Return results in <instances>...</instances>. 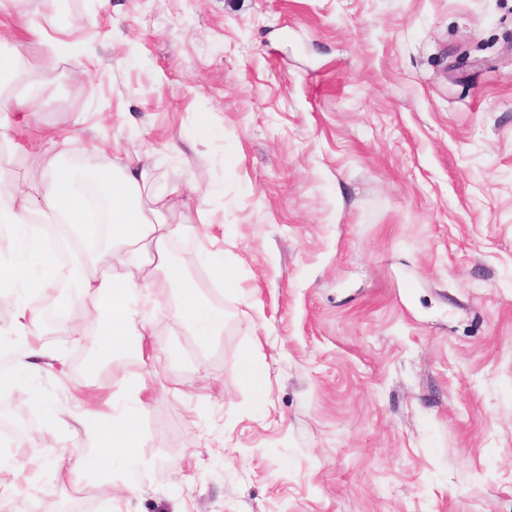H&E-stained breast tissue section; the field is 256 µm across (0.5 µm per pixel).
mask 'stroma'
<instances>
[{
    "mask_svg": "<svg viewBox=\"0 0 512 512\" xmlns=\"http://www.w3.org/2000/svg\"><path fill=\"white\" fill-rule=\"evenodd\" d=\"M79 19L85 74L28 43L39 125L86 170L155 160L209 195L174 242L224 314L200 347L171 296L151 331L161 382L134 463L71 480L94 449L78 404L143 373L135 347L88 387L86 336L0 411L34 420L28 512H512V0H31L49 36ZM211 115L209 129L199 113ZM236 161H229V154ZM218 239L240 293L209 279ZM255 351L263 402L242 380Z\"/></svg>",
    "mask_w": 512,
    "mask_h": 512,
    "instance_id": "35a3bbf8",
    "label": "stroma"
}]
</instances>
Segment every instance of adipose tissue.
Returning <instances> with one entry per match:
<instances>
[{
	"mask_svg": "<svg viewBox=\"0 0 512 512\" xmlns=\"http://www.w3.org/2000/svg\"><path fill=\"white\" fill-rule=\"evenodd\" d=\"M27 4L28 0H0V15L8 16L25 28L32 41L71 63L76 74H83L86 43L70 33L54 39L30 25ZM21 60L18 46L0 41V112L15 113L14 128L19 132L33 126L41 96L40 84L25 79ZM12 147L41 165L42 171L36 179L0 190V225L12 230L9 239L0 241V301L12 302L11 321L0 328V335L19 341L10 370L0 374L1 388L28 395L38 361L46 356L31 338L33 316L26 309L27 291L46 294L59 286L56 259L41 241L40 227L34 221L38 215L68 225L72 236L85 242L78 253L81 273L76 285L89 294L96 310L97 353L84 365L89 382L98 380L105 356L127 348L129 337L149 335L151 312L165 291H172L175 314L199 345H210L223 335V314L203 298L197 280L171 254L176 239L197 231L187 219L174 223L168 217L170 200L181 195V187L157 193L149 165L138 157L119 169L97 168L91 177L62 165V158L80 149L78 137L64 132L16 141ZM91 183L107 201L102 232L94 236L86 233L85 204ZM155 390V377L147 373L125 383L124 391L133 405L121 414L90 403L83 406L78 419L98 449L99 469L108 470L135 457L140 417Z\"/></svg>",
	"mask_w": 512,
	"mask_h": 512,
	"instance_id": "1",
	"label": "adipose tissue"
}]
</instances>
